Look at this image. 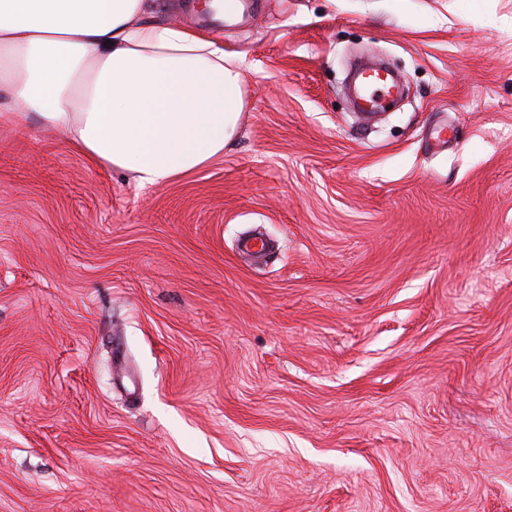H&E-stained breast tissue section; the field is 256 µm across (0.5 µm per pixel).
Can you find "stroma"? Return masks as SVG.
<instances>
[{
  "label": "stroma",
  "instance_id": "stroma-1",
  "mask_svg": "<svg viewBox=\"0 0 512 512\" xmlns=\"http://www.w3.org/2000/svg\"><path fill=\"white\" fill-rule=\"evenodd\" d=\"M218 36L245 108L196 172L0 124V512H512V0ZM358 57L406 87L370 123Z\"/></svg>",
  "mask_w": 512,
  "mask_h": 512
}]
</instances>
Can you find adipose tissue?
<instances>
[{"mask_svg":"<svg viewBox=\"0 0 512 512\" xmlns=\"http://www.w3.org/2000/svg\"><path fill=\"white\" fill-rule=\"evenodd\" d=\"M147 0H0V121L63 134L140 186L223 155L244 108L221 39L144 22Z\"/></svg>","mask_w":512,"mask_h":512,"instance_id":"obj_1","label":"adipose tissue"}]
</instances>
